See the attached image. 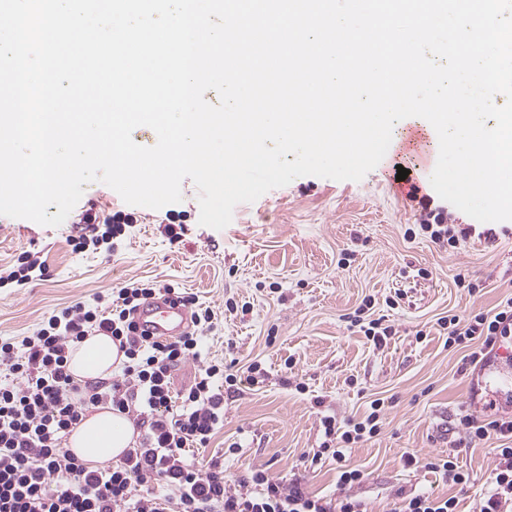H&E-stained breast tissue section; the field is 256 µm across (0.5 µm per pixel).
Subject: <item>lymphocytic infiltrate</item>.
Returning <instances> with one entry per match:
<instances>
[{"label":"lymphocytic infiltrate","mask_w":512,"mask_h":512,"mask_svg":"<svg viewBox=\"0 0 512 512\" xmlns=\"http://www.w3.org/2000/svg\"><path fill=\"white\" fill-rule=\"evenodd\" d=\"M192 307L193 328L172 340L140 333L137 309L160 293ZM211 307L172 284L133 281L97 298L60 309L31 335L0 338V512H367L349 489L363 479L346 465L352 445L378 436L385 402L371 401L363 419L319 417L320 440L312 463L339 462L342 495L318 497L297 480L276 479L258 469L229 480L224 461L197 468L189 458L207 447L224 424V398L218 383L245 379L260 384L258 364L246 371L202 358V338L214 327ZM449 346L467 349L466 366L490 363L500 344L512 337V297L494 309L468 316L439 318ZM93 332L117 342L125 355L111 380H75L68 368L71 352ZM199 363L194 381L173 387V373L186 362ZM108 404L126 415L140 436L118 463L89 469L64 446V439L93 407ZM459 425L468 440L495 438L496 466L479 512H512V412L483 417L462 413Z\"/></svg>","instance_id":"1"}]
</instances>
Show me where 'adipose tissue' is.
<instances>
[{"mask_svg":"<svg viewBox=\"0 0 512 512\" xmlns=\"http://www.w3.org/2000/svg\"><path fill=\"white\" fill-rule=\"evenodd\" d=\"M124 359L111 337L87 336L70 356V371L75 379L105 378ZM135 442L132 424L111 406L102 405L84 417L67 436L65 445L91 468L104 467L119 460Z\"/></svg>","mask_w":512,"mask_h":512,"instance_id":"1","label":"adipose tissue"}]
</instances>
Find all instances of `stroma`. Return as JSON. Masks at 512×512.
Returning a JSON list of instances; mask_svg holds the SVG:
<instances>
[{"mask_svg":"<svg viewBox=\"0 0 512 512\" xmlns=\"http://www.w3.org/2000/svg\"><path fill=\"white\" fill-rule=\"evenodd\" d=\"M399 153L385 155L361 181L315 176L296 178L251 203L235 207L221 230L200 225L198 190L181 184L182 200L160 209L134 206L102 182L84 193L59 226L0 215V268L22 251L40 253L43 279L0 288V337L30 333L59 309L132 281L171 283L211 306L216 326L208 332L207 358L240 365L258 362L264 383L224 389V426L208 447L191 459L205 466L223 457L228 476L255 468L274 478H301L316 495L336 497L333 460L310 466L307 452L319 438V414L361 416L371 400L386 402L380 435L346 451L347 465L364 478L352 493L369 512H391L397 494L431 491L455 495L461 512H477L486 480L495 466L488 439L462 446L456 424L475 391L486 400L512 405V381L482 370L462 372L463 351L446 343L439 318L465 316L495 307L512 294V220L495 223V240L471 237L453 250L440 248L407 229L441 216L468 224V215L442 200L430 184L427 155L414 154L417 194L396 181ZM107 218L124 211L136 220L117 240L118 253H73L67 238L79 234L85 211ZM179 224L183 241L169 244L165 227ZM478 291L458 285V275ZM396 333L375 348L346 316L364 299ZM307 385L298 392L296 383ZM323 406H316L315 398ZM237 451H230L231 443ZM457 444V463L470 475L467 487L443 483L423 460ZM419 466L407 468L404 455Z\"/></svg>","mask_w":512,"mask_h":512,"instance_id":"stroma-1","label":"stroma"}]
</instances>
